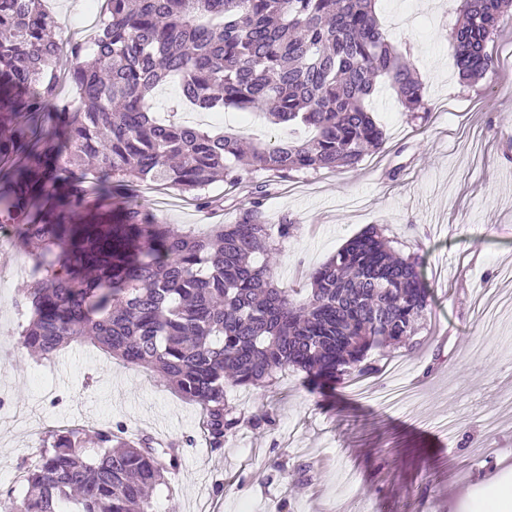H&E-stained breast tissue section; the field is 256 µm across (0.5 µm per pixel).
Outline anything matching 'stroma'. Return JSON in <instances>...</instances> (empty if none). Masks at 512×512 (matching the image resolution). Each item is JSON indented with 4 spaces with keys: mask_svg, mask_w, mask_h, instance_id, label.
Masks as SVG:
<instances>
[{
    "mask_svg": "<svg viewBox=\"0 0 512 512\" xmlns=\"http://www.w3.org/2000/svg\"><path fill=\"white\" fill-rule=\"evenodd\" d=\"M58 21V70L70 67L68 40L100 22L89 0H45ZM389 39L425 86L426 111L410 115L394 92L380 88L374 116L382 151L352 168L298 172L291 179L244 173L231 191H208L222 206L208 216L191 195L145 185L138 200L156 218L201 232L211 220L235 223L252 181H268L270 222L296 218L299 230L273 258L281 287H305L306 274L349 238L370 227L397 237L398 253L423 254L432 289L427 326L414 347L371 351L378 366L370 393L340 387L334 399L311 394L300 374L281 373L275 389L237 390L244 416L223 447L207 445L200 408L166 382L131 368L90 343L51 360L18 344L15 301L27 285L25 265L37 249L0 224L16 256L0 280V407L28 411V422L0 419V501L19 485L46 430L76 423L94 433L123 422L128 435L180 442V465L161 488L157 512H377L379 501L401 512H478L499 485H512V317L484 324L470 289L512 295L498 277L512 264V67L495 81L461 82L451 55L453 0H379ZM443 360L433 364V352ZM460 420L461 440L444 442L439 422ZM493 451L475 461L470 441Z\"/></svg>",
    "mask_w": 512,
    "mask_h": 512,
    "instance_id": "stroma-1",
    "label": "stroma"
}]
</instances>
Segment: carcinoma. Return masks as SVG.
Listing matches in <instances>:
<instances>
[{
  "instance_id": "cac0c4a2",
  "label": "carcinoma",
  "mask_w": 512,
  "mask_h": 512,
  "mask_svg": "<svg viewBox=\"0 0 512 512\" xmlns=\"http://www.w3.org/2000/svg\"><path fill=\"white\" fill-rule=\"evenodd\" d=\"M376 0H106L92 42L56 68L57 21L43 0H0V222L40 244L16 301L20 344L48 359L87 341L156 373L201 406L213 448L239 424L231 391L259 389L292 367L323 389L374 373L380 347L404 345L429 308L418 255L401 257L375 228L312 270L296 299L268 257L296 219L269 222L257 182L233 224L191 236L136 201L143 182L192 191L213 209L218 177L241 165L281 179L357 164L384 145L368 109L380 82L408 112L426 110L424 84L388 39ZM451 32L467 81L493 79L487 42L512 0H457ZM72 86L61 96V79ZM178 79L182 102L208 112H260L284 137L253 143L153 115L154 92ZM47 431L24 491L6 512H153L178 450L133 440L123 425Z\"/></svg>"
}]
</instances>
